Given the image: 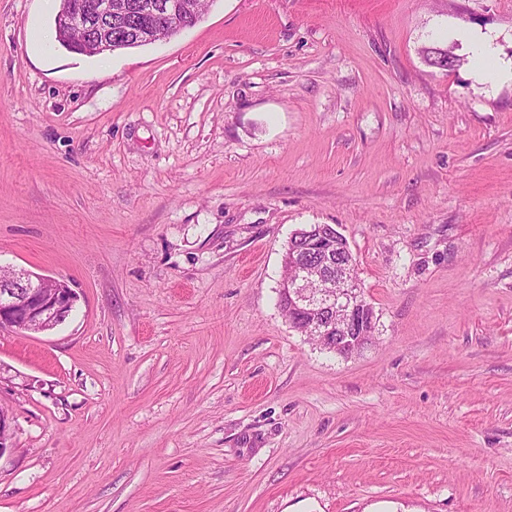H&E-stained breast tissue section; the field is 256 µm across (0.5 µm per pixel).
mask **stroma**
Segmentation results:
<instances>
[{"label":"stroma","instance_id":"obj_1","mask_svg":"<svg viewBox=\"0 0 512 512\" xmlns=\"http://www.w3.org/2000/svg\"><path fill=\"white\" fill-rule=\"evenodd\" d=\"M0 0V266L70 318L0 331V512H512V0H212L98 57ZM465 62L442 72L419 50ZM346 239L351 357L277 304Z\"/></svg>","mask_w":512,"mask_h":512}]
</instances>
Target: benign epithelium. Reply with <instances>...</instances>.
<instances>
[{
    "mask_svg": "<svg viewBox=\"0 0 512 512\" xmlns=\"http://www.w3.org/2000/svg\"><path fill=\"white\" fill-rule=\"evenodd\" d=\"M194 13L190 0H91L79 10L62 15L59 26L65 35H79L70 47L81 53L112 48V25L121 21L123 43L140 38L139 21L153 18L158 28H183V19ZM303 231L296 230L288 241L284 260L300 269L291 285L284 286L288 307L308 313L324 333L325 342L338 349L354 350L364 344L361 333L369 321L368 304L360 292V284L345 273L347 263L330 252H313L314 262L328 270L332 287L312 294L306 288L305 276L311 271L309 261L298 254L297 244ZM78 300L77 293L63 280L27 270L10 271L9 280L0 281V330L9 329L40 334L64 323ZM10 418L0 408V456L11 449Z\"/></svg>",
    "mask_w": 512,
    "mask_h": 512,
    "instance_id": "7a95c632",
    "label": "benign epithelium"
}]
</instances>
